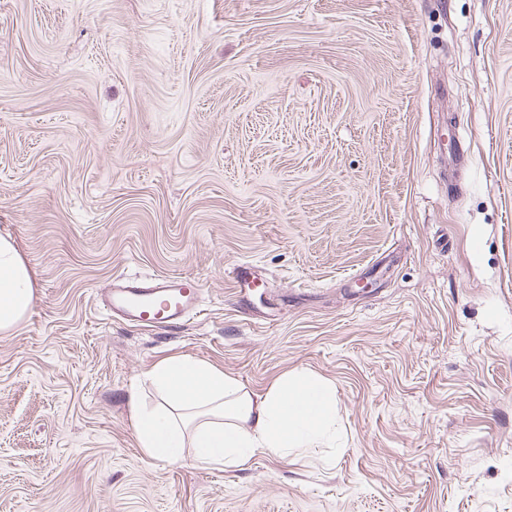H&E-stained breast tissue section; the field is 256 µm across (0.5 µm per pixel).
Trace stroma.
I'll return each mask as SVG.
<instances>
[{"mask_svg": "<svg viewBox=\"0 0 512 512\" xmlns=\"http://www.w3.org/2000/svg\"><path fill=\"white\" fill-rule=\"evenodd\" d=\"M0 234V512H512V0H0ZM181 274L187 323L96 305ZM177 356L326 378L335 447L145 457ZM33 280L9 238L0 237V332L16 328L33 301Z\"/></svg>", "mask_w": 512, "mask_h": 512, "instance_id": "stroma-1", "label": "stroma"}]
</instances>
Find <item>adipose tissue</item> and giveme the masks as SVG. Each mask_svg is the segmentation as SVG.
I'll return each mask as SVG.
<instances>
[{
	"label": "adipose tissue",
	"instance_id": "ef3b65f1",
	"mask_svg": "<svg viewBox=\"0 0 512 512\" xmlns=\"http://www.w3.org/2000/svg\"><path fill=\"white\" fill-rule=\"evenodd\" d=\"M33 280L13 242L0 237V332L16 328L33 301ZM160 405H133L139 447L174 462L185 449L201 465H244L257 450L286 458L335 438L336 402L329 383L307 372L278 377L254 394L239 380L190 357L158 362L146 374Z\"/></svg>",
	"mask_w": 512,
	"mask_h": 512
}]
</instances>
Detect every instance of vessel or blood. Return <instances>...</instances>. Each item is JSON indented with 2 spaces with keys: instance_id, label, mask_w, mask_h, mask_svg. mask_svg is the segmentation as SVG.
Masks as SVG:
<instances>
[{
  "instance_id": "obj_1",
  "label": "vessel or blood",
  "mask_w": 512,
  "mask_h": 512,
  "mask_svg": "<svg viewBox=\"0 0 512 512\" xmlns=\"http://www.w3.org/2000/svg\"><path fill=\"white\" fill-rule=\"evenodd\" d=\"M200 288L197 278L157 277L145 284L121 280L119 286L101 293L100 307L125 321L145 328L180 324L200 312Z\"/></svg>"
}]
</instances>
